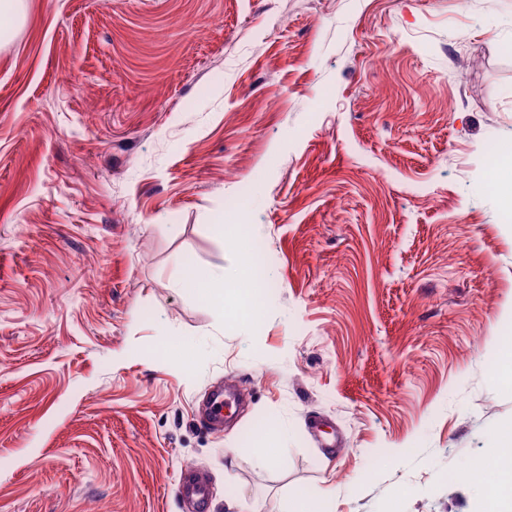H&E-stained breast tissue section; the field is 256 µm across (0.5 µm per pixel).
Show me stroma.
Returning <instances> with one entry per match:
<instances>
[{
	"mask_svg": "<svg viewBox=\"0 0 512 512\" xmlns=\"http://www.w3.org/2000/svg\"><path fill=\"white\" fill-rule=\"evenodd\" d=\"M5 19L0 512H185L189 466L212 512L325 489L328 512H478L459 474L512 423V220L484 190L512 144V0ZM259 265L255 318L207 295ZM229 384L234 419L205 428Z\"/></svg>",
	"mask_w": 512,
	"mask_h": 512,
	"instance_id": "stroma-1",
	"label": "stroma"
}]
</instances>
